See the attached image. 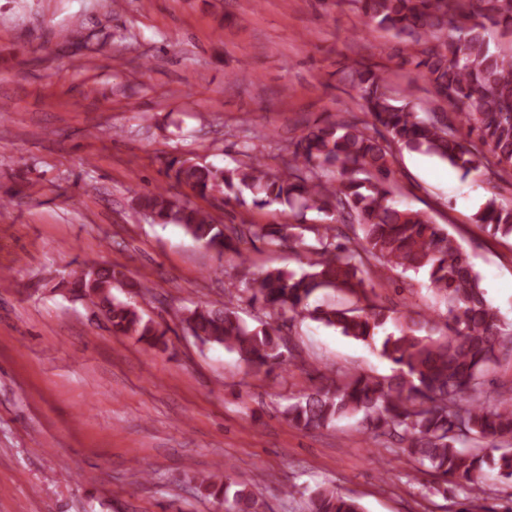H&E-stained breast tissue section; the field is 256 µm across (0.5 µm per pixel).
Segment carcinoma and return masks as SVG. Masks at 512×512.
Returning <instances> with one entry per match:
<instances>
[{"mask_svg": "<svg viewBox=\"0 0 512 512\" xmlns=\"http://www.w3.org/2000/svg\"><path fill=\"white\" fill-rule=\"evenodd\" d=\"M367 31L385 30L412 44L399 62L411 65L410 80L425 78L435 106L420 112L399 102L390 74L356 61L350 83L362 116L307 127L288 141L281 165L245 153L232 167L194 159H173L167 177L201 198L239 199L242 190L263 207L286 204L320 224H225L209 211L167 190L137 197V207L156 224H177L186 234L244 267V244L286 248L303 265L297 272L268 268L244 276L239 288L263 319L249 324L235 307L203 303L187 310L183 323L203 346H219L257 371L271 373L292 362L294 348L284 329L310 317L341 335L380 344L392 374L355 373L342 382L316 386L288 405L297 428H327L341 417H358L374 437L399 443V451L427 468L445 486L466 491L460 512L480 508L492 464L512 477V395L488 405L481 389L488 366L512 354L506 330L486 297L470 255L421 211L396 203L397 153L427 154L468 176L512 175V51L490 45L479 20L512 30V0H351ZM472 223L512 237V205L488 197ZM427 276V288L445 312L404 316L379 303L377 282L396 283L408 273ZM90 303L114 334L135 336L155 348L166 330L145 318L134 297L151 294L116 265H79L59 282ZM122 295H116L113 289ZM339 296L315 307L319 292ZM393 322L395 330L383 328ZM193 479L224 512H258L259 490L224 475ZM306 512H363L353 497L319 488Z\"/></svg>", "mask_w": 512, "mask_h": 512, "instance_id": "1", "label": "carcinoma"}]
</instances>
